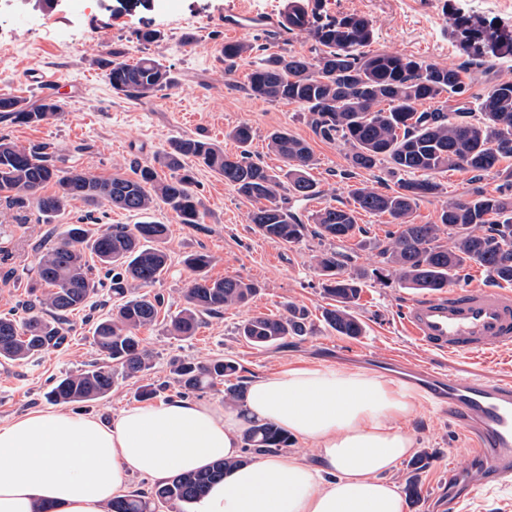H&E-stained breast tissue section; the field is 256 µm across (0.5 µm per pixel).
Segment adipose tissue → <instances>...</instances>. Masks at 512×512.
Listing matches in <instances>:
<instances>
[{
  "instance_id": "obj_1",
  "label": "adipose tissue",
  "mask_w": 512,
  "mask_h": 512,
  "mask_svg": "<svg viewBox=\"0 0 512 512\" xmlns=\"http://www.w3.org/2000/svg\"><path fill=\"white\" fill-rule=\"evenodd\" d=\"M423 399L361 368L295 367L248 382L234 409L174 397L105 420L63 409L0 420V512H106L138 474L162 480L243 453L271 423L311 442L316 463L271 454L232 468L197 512H404L388 475L417 449L399 418Z\"/></svg>"
}]
</instances>
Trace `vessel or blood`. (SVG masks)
I'll use <instances>...</instances> for the list:
<instances>
[{"mask_svg": "<svg viewBox=\"0 0 512 512\" xmlns=\"http://www.w3.org/2000/svg\"><path fill=\"white\" fill-rule=\"evenodd\" d=\"M420 346L451 357H483L512 348V290L466 285L412 298L402 317ZM419 385L469 439L466 463L449 469L444 512L491 486L512 485V379L438 374L410 368Z\"/></svg>", "mask_w": 512, "mask_h": 512, "instance_id": "b4317fda", "label": "vessel or blood"}]
</instances>
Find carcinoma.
<instances>
[{
	"label": "carcinoma",
	"instance_id": "1",
	"mask_svg": "<svg viewBox=\"0 0 512 512\" xmlns=\"http://www.w3.org/2000/svg\"><path fill=\"white\" fill-rule=\"evenodd\" d=\"M284 33L306 32L313 40L311 55L274 52L262 56L248 75L247 93L255 98L298 105L307 112L313 132L325 141H342L349 148L351 168L387 167L396 177L395 189L378 192L364 184L349 186L350 207L326 205L309 216L306 224L288 208L293 197L315 198L320 190L311 177L316 165L305 140L279 129L268 136V148L280 157L286 170L276 173L253 160V130L247 124L229 136L240 152L226 154L203 136L175 138L151 160L135 161L131 173L99 177L68 164V159L47 144L20 145L0 135V193L22 206L33 200L47 217L66 210L81 199L93 206L108 204L144 214L163 206L181 224L201 223L197 180L187 160L224 177V183L252 204L248 223L264 237L283 245L294 244L308 233L328 240L352 239L361 228L357 213L386 215L397 230L381 255L385 267L379 278L392 275L405 288L435 292L455 283L467 266L483 268L497 282L512 284V197L477 191L442 208L438 223L415 224L412 214L419 201L438 194L435 175L466 168L477 176L494 172L512 188V168H501L512 158V78L500 79L483 93H472L471 67L491 57H512V31L461 12L454 17L452 38L465 60L444 67L413 57L363 51L373 38L370 21L347 14L326 21L314 18L306 0H287L281 16ZM248 42L224 44L227 69L249 56ZM112 91L127 99L152 97L174 84L169 68L149 53L136 62L122 49H112L92 60ZM434 104L420 111L416 105ZM61 110L58 100L36 101L20 96H0V120L18 125H40ZM160 169L170 175L161 177ZM52 187L53 192H45ZM453 244H441V234ZM168 226L142 221L130 228L114 224L94 233L83 224H69L58 241L38 260L37 278L27 285L28 295L47 289L39 304H29L26 317L0 316V359L24 362L50 347L65 343L64 325L96 294L99 280L86 256L97 258L112 274V295L121 300L116 312L98 320L93 329L97 350L106 361L56 380L47 397L58 404H82L112 392L117 375L136 377L151 368V354L137 331L156 325L161 306L158 296L141 289L156 283L168 266L164 244ZM325 276L324 292L336 305L324 311V322L340 336L363 334L361 321L352 314L360 297L362 276L345 272L350 257L325 251L316 257ZM212 257L193 253L184 260L193 278L185 292L186 306L170 318L168 332L188 339L195 335L203 314L218 315L229 307L248 303L256 291L253 283L236 276L212 279L206 274ZM308 314L288 306V315H252L237 327L251 346L284 345L288 338L308 333ZM174 382L188 396L217 383L226 385L224 402L234 406L241 399L243 377L231 358L196 362L175 358L170 362ZM245 456L286 448L291 437L267 424L244 433ZM234 465L221 461L190 474H177L149 490H135L112 501L108 512H159L168 504H191L208 486Z\"/></svg>",
	"mask_w": 512,
	"mask_h": 512
}]
</instances>
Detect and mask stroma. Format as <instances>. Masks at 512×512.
<instances>
[{"label":"stroma","instance_id":"obj_1","mask_svg":"<svg viewBox=\"0 0 512 512\" xmlns=\"http://www.w3.org/2000/svg\"><path fill=\"white\" fill-rule=\"evenodd\" d=\"M85 15L75 17L64 6L37 11L25 10V22L14 13H0V33L7 46L0 47V91L32 100L41 91L37 79L56 76L61 91L57 99L61 112L49 123L37 126L11 125L0 121V134L22 145L48 143L78 168L107 177L129 172L133 160H146L174 138L206 135L226 153L237 151L228 133L247 124L254 131L250 150L255 159L276 169L279 157L269 152L267 137L279 128L309 142L316 158L312 171L321 193L309 201L293 202L302 216L321 207L347 201L345 174L351 171L349 149L339 141L316 137L301 108L283 101H267L244 90L255 56L238 60L226 70L219 46L232 40L265 46L270 51L293 50L309 54L313 41L308 34L279 35L284 0H180L177 8L132 10L109 13L104 0H88ZM320 17L346 13L365 16L372 24L374 38L367 50L411 56L448 67L459 65L461 54L448 30L454 12H471L472 0H311ZM232 11L267 16L261 28L230 33L219 23ZM161 34L150 53L170 66L174 85L156 96L129 101L112 92L92 58L113 48L124 49L129 61L140 57L142 48L136 34L144 28ZM354 172V171H351ZM356 182L378 191H389L394 179L386 167L354 172ZM198 196L204 213L202 224H181L166 209L149 214L150 220L168 225L166 248L170 256L167 272L150 293L164 300L165 313L179 312L190 274L184 256L203 252L213 258L207 269L211 278L237 276L252 281L257 291L247 306L229 307L222 314L203 316L195 336L183 339L169 335L164 323L140 330L143 346L151 351L152 367L135 378H117L111 393L82 404V412L105 418L138 405L139 386L170 379L172 359L185 357L208 361L217 357L235 359L245 379L272 375L293 367L320 363L372 369L375 358L393 355L441 372L483 373L512 378V349L493 351L485 359L447 356L421 348L403 331L401 311L413 297V290L397 281L381 284L372 271L378 268L380 250L387 244L394 226L387 217L360 213V240L330 242L310 235L284 246L262 236L247 215L248 201L241 199L223 178L205 167H197ZM439 194L417 205L413 221L437 223L448 201L476 191L496 193L501 181L489 174L475 178L466 170H450L436 176ZM139 215L82 200L71 201L61 215L49 219L36 206L17 207L0 195V314L21 312L26 298L24 283L35 280L38 257L63 231L65 225L82 222L103 231L115 224L134 225ZM335 249L351 254L347 270L362 277L363 288L353 306L361 320L362 336L337 335L323 321L330 299L322 288L315 258ZM110 282H103L86 309L71 315L64 345L51 348L20 363L0 361V419L48 408L46 392L56 379L77 372L100 358L92 336V319L106 316L115 308ZM304 307L314 325L312 334L289 340L287 347L253 348L236 328L254 314L279 317L287 304ZM398 427L416 436L427 458L421 468L402 462L391 479L399 489L416 483L418 494L406 497L405 512H436L435 501L445 492L443 482L449 468L461 466L460 453L466 436L456 430L432 401H424L417 414L401 418Z\"/></svg>","mask_w":512,"mask_h":512}]
</instances>
